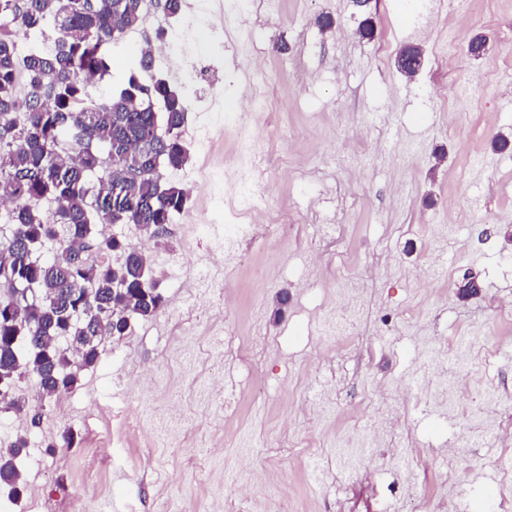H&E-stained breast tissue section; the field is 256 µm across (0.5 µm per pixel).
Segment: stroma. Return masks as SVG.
I'll use <instances>...</instances> for the list:
<instances>
[{"mask_svg": "<svg viewBox=\"0 0 512 512\" xmlns=\"http://www.w3.org/2000/svg\"><path fill=\"white\" fill-rule=\"evenodd\" d=\"M201 2L112 42V72L90 88L103 99L140 72L130 37L184 46L140 74L188 98L191 159L164 179L193 191L162 245L110 228L149 257L165 306L102 342L72 410L17 381L44 411L18 429L0 413V447L21 430L42 447L17 458L23 492L0 483V504L153 512L161 497L172 512H224L244 487L254 512L273 499L288 512H439L446 494L465 512L512 454L500 442L512 430V314L500 309L512 301V149L491 148L512 136V0H257L231 30L211 11L208 37L190 25ZM367 10L370 40L356 34ZM410 44L426 56L412 80L394 67ZM242 181L263 199L249 220L265 236L228 263L221 236ZM468 271L481 291L464 298ZM470 336L494 355L491 414L462 390L454 351ZM430 347L443 365L428 377ZM384 404L400 416L373 445ZM127 412L140 433L123 432ZM66 431L63 466L49 443Z\"/></svg>", "mask_w": 512, "mask_h": 512, "instance_id": "1", "label": "stroma"}]
</instances>
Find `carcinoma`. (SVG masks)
I'll use <instances>...</instances> for the list:
<instances>
[{
    "label": "carcinoma",
    "mask_w": 512,
    "mask_h": 512,
    "mask_svg": "<svg viewBox=\"0 0 512 512\" xmlns=\"http://www.w3.org/2000/svg\"><path fill=\"white\" fill-rule=\"evenodd\" d=\"M11 13L16 22L0 23V222L10 231L0 261L38 298L0 296V378L15 379L16 337L32 336L38 350L22 369L51 397L96 363L104 337L126 336L163 309L149 258L99 226L135 224L158 238L184 210L186 190L162 171L190 161L179 135L188 104L167 81L146 86L134 73L106 99L89 95L88 79L111 70L105 47L142 20L141 0H0V15ZM31 34L52 37L53 50L19 55L18 41ZM46 200L55 204L50 216ZM47 240L58 248L43 261L34 249ZM117 252L124 260L115 268L105 255ZM27 445L19 435L0 449L1 482L19 484L15 459Z\"/></svg>",
    "instance_id": "obj_1"
}]
</instances>
